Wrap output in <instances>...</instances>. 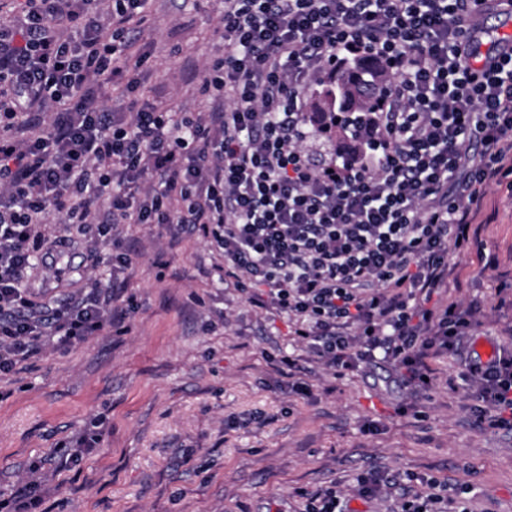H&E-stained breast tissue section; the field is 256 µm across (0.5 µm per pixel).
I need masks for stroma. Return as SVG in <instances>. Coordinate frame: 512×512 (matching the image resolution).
<instances>
[{"label":"stroma","mask_w":512,"mask_h":512,"mask_svg":"<svg viewBox=\"0 0 512 512\" xmlns=\"http://www.w3.org/2000/svg\"><path fill=\"white\" fill-rule=\"evenodd\" d=\"M222 0H148L130 60L134 88L105 90L112 111L163 101L204 111L194 67L219 56ZM71 245L28 281L44 311L117 287L114 325L66 349L47 348L0 379V500L44 460L45 512H302L297 488L335 484L352 512H395L394 490L365 502L351 478L372 467L472 485L471 512H512V432L474 421L475 392L452 355L431 360L434 382L400 389L387 368L337 375L297 344L284 316L252 310L215 270L200 232L127 224L108 259L92 263L85 230L48 213ZM130 253L127 269L111 256ZM439 300L481 299L494 347L512 346V183L484 190L465 248ZM297 359L299 393L281 359ZM257 417L247 429L228 423ZM102 421L97 454L62 467L65 445Z\"/></svg>","instance_id":"stroma-1"}]
</instances>
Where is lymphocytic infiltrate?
<instances>
[{
	"mask_svg": "<svg viewBox=\"0 0 512 512\" xmlns=\"http://www.w3.org/2000/svg\"><path fill=\"white\" fill-rule=\"evenodd\" d=\"M147 0H6L0 19V376L43 347L112 323L100 293L37 313L24 282L33 252L56 250L48 209L102 238L123 224L195 229L225 282L254 309L284 314L329 370L385 363L425 387L431 357H463L476 421L512 431V351L465 354L475 307H431L484 187L512 174V38L486 55L481 18L512 0H224V51L200 74L192 118L154 104L115 117L104 85L123 80L129 22ZM391 72L362 130V158L308 121L322 72L354 54ZM400 490L398 512H438L448 490L412 472L355 478L358 497Z\"/></svg>",
	"mask_w": 512,
	"mask_h": 512,
	"instance_id": "lymphocytic-infiltrate-1",
	"label": "lymphocytic infiltrate"
}]
</instances>
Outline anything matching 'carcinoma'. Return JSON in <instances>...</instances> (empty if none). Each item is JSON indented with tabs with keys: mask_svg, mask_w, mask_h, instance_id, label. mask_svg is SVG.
I'll use <instances>...</instances> for the list:
<instances>
[{
	"mask_svg": "<svg viewBox=\"0 0 512 512\" xmlns=\"http://www.w3.org/2000/svg\"><path fill=\"white\" fill-rule=\"evenodd\" d=\"M387 78L386 71L372 69L361 55L346 58L319 81L312 99L313 125L331 141L348 139L378 108L374 90Z\"/></svg>",
	"mask_w": 512,
	"mask_h": 512,
	"instance_id": "1",
	"label": "carcinoma"
}]
</instances>
